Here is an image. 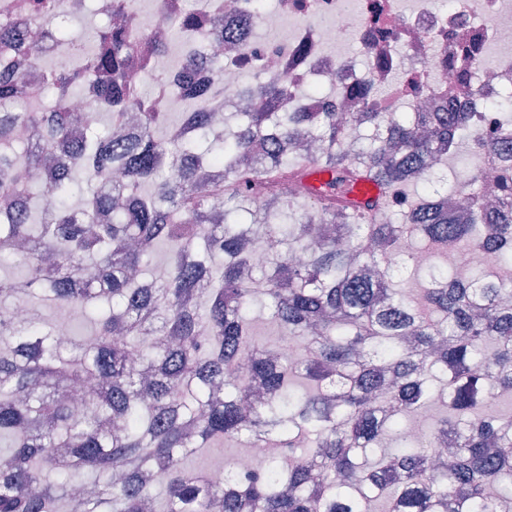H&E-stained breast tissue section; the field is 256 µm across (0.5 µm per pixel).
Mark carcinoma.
Instances as JSON below:
<instances>
[{
    "instance_id": "carcinoma-1",
    "label": "carcinoma",
    "mask_w": 512,
    "mask_h": 512,
    "mask_svg": "<svg viewBox=\"0 0 512 512\" xmlns=\"http://www.w3.org/2000/svg\"><path fill=\"white\" fill-rule=\"evenodd\" d=\"M132 2L112 0L91 51L34 66L41 110H16L24 75L0 74V259L25 267L0 277V302H11L0 309V512H371L376 502L383 512H495L512 496V415L496 409L512 391V283L498 272L512 264V183H496L489 207L474 168L449 191L467 196L463 215L424 183L466 141L512 154V92L499 95L489 128L479 112H364L344 127L334 112L280 111L288 82L267 80L243 89L250 107L227 130L201 98L181 97L194 133L178 139L165 79L148 93L128 80L147 31L112 15ZM24 6L50 26L66 13L65 0ZM254 23L201 29L190 11L160 52L197 36L245 50ZM2 43L40 58L5 23ZM477 53L465 43L451 59L449 96L476 85ZM94 73L107 130L72 142L83 116L67 102ZM23 127L66 155L49 185L29 178L39 151ZM315 165L344 181L373 178L382 196L363 206L317 197L306 185ZM78 173L90 194L75 208ZM288 180L304 192L281 196ZM247 205L262 223H227ZM285 214L296 223H270ZM418 235L425 252L464 250L485 264L426 269L423 288L406 294L390 261ZM257 243L264 266L254 265ZM293 251L307 258L292 262ZM35 298L61 313L106 308L93 335L62 348ZM252 304L269 306L297 358L254 338ZM89 382L79 412L71 392ZM436 406L445 412L431 433L408 441V421ZM233 439L278 452L226 488L184 467Z\"/></svg>"
}]
</instances>
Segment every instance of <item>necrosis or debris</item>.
Returning <instances> with one entry per match:
<instances>
[{
	"instance_id": "necrosis-or-debris-1",
	"label": "necrosis or debris",
	"mask_w": 512,
	"mask_h": 512,
	"mask_svg": "<svg viewBox=\"0 0 512 512\" xmlns=\"http://www.w3.org/2000/svg\"><path fill=\"white\" fill-rule=\"evenodd\" d=\"M275 14L282 25L275 41L250 44L247 53L229 55L213 41L199 51L210 65L185 72H171L179 92L221 87L209 109L226 112L236 107L242 74L251 69L269 78L299 86L313 77H325L336 86L354 83L357 75L347 56L326 55L323 45L353 41L372 65L363 77L364 101L337 94L335 102L313 97H284V112H323L335 106L340 122L361 112H394L402 103H420L422 111L442 112L447 107L448 57L465 35L478 37L483 46L512 39V0H456L451 9L433 10L429 0H417L404 10L398 0H275ZM477 94L457 100L461 112H488L498 92L512 89V54L498 57L484 68Z\"/></svg>"
}]
</instances>
